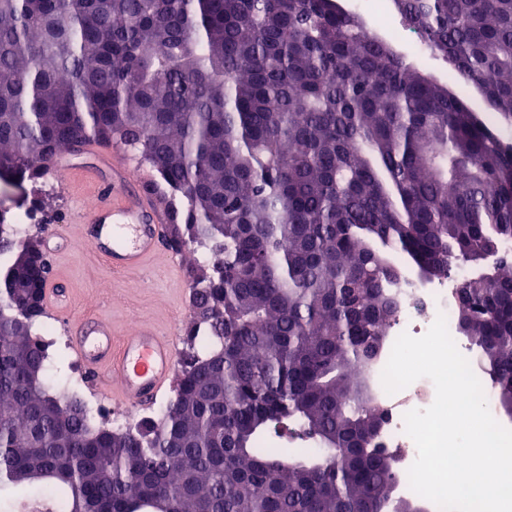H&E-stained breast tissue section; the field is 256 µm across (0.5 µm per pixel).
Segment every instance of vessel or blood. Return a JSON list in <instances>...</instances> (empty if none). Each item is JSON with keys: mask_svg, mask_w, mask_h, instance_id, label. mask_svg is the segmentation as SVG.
Returning a JSON list of instances; mask_svg holds the SVG:
<instances>
[{"mask_svg": "<svg viewBox=\"0 0 512 512\" xmlns=\"http://www.w3.org/2000/svg\"><path fill=\"white\" fill-rule=\"evenodd\" d=\"M102 166L111 169L112 181L96 188L97 204L88 211L94 226L92 251L113 272L145 265L165 241L167 226L150 198L134 190L126 164L103 146H90ZM72 350L99 393L131 407L154 404L167 389L177 360L173 337L142 325L115 338L110 324L83 317L70 328Z\"/></svg>", "mask_w": 512, "mask_h": 512, "instance_id": "1", "label": "vessel or blood"}]
</instances>
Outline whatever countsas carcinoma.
<instances>
[{"label": "carcinoma", "mask_w": 512, "mask_h": 512, "mask_svg": "<svg viewBox=\"0 0 512 512\" xmlns=\"http://www.w3.org/2000/svg\"><path fill=\"white\" fill-rule=\"evenodd\" d=\"M394 4L511 124L512 0ZM75 141L147 164L169 246L212 253L186 335L215 347L112 439L49 381L47 259L1 217L0 512L11 489L57 512H417L369 386L394 253L430 281L498 254L457 332L512 400V145L340 0H0V174L38 180Z\"/></svg>", "instance_id": "carcinoma-1"}]
</instances>
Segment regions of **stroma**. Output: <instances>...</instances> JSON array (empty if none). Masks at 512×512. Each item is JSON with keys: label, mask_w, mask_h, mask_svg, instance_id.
Here are the masks:
<instances>
[{"label": "stroma", "mask_w": 512, "mask_h": 512, "mask_svg": "<svg viewBox=\"0 0 512 512\" xmlns=\"http://www.w3.org/2000/svg\"><path fill=\"white\" fill-rule=\"evenodd\" d=\"M386 25H379L372 13L362 18L371 29L390 39L416 67L439 83H448L451 70L429 52L418 51L403 28L392 0H382ZM83 179L60 183L56 174L21 187L0 180V202L14 218L25 220L26 234L45 239L48 233L61 235L69 251L52 258V275L69 296L66 317L45 313L43 320L51 324L59 336L67 334V319L93 315L110 319L115 336L129 333L131 325L146 322L160 331L184 335L190 310L188 271L193 253L163 249L143 267L113 274L109 265L92 252L83 235V206L95 203Z\"/></svg>", "instance_id": "35a3bbf8"}]
</instances>
